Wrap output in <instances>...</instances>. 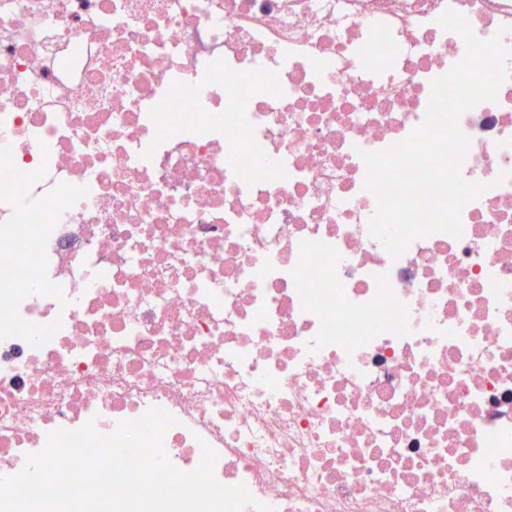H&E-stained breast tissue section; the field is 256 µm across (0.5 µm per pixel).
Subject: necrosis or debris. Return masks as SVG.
I'll return each instance as SVG.
<instances>
[{"label":"necrosis or debris","instance_id":"necrosis-or-debris-1","mask_svg":"<svg viewBox=\"0 0 512 512\" xmlns=\"http://www.w3.org/2000/svg\"><path fill=\"white\" fill-rule=\"evenodd\" d=\"M449 9L507 52L485 189L395 257L362 155ZM152 408L243 512H512V0H0V479Z\"/></svg>","mask_w":512,"mask_h":512}]
</instances>
